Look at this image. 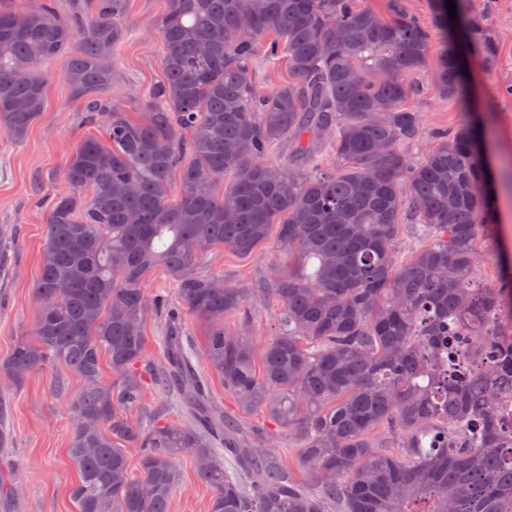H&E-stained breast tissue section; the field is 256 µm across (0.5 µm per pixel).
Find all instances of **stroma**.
<instances>
[{
  "label": "stroma",
  "mask_w": 512,
  "mask_h": 512,
  "mask_svg": "<svg viewBox=\"0 0 512 512\" xmlns=\"http://www.w3.org/2000/svg\"><path fill=\"white\" fill-rule=\"evenodd\" d=\"M470 8L476 14L487 13L497 58L490 63L465 58L469 91L459 100L439 94L430 74L418 75L420 93L414 104L422 113L423 135L409 146L408 154L421 158L434 130L483 126L486 159L498 175L500 224L494 237L478 243L481 258L474 277L492 286L501 254L512 253V95L503 91L512 85V0H472ZM167 9L168 0H128V35L112 53L115 78L106 95L129 114L140 112L146 93L161 76L160 22ZM66 63L61 57L47 66L46 106L26 139L19 144L0 140V237L6 241L0 253V359L16 340L34 336L39 319L33 287L40 274L47 211L36 197L55 193L67 158L94 134L81 121V99L71 94L63 79ZM286 261L273 234L250 255L226 251L205 257L201 273L223 274L226 283L248 291L244 317H228L226 327L236 328L244 318L257 339L276 333L281 310L266 291L267 274L273 265ZM194 366L215 406L237 417L242 427L266 425L264 412H241L205 362L195 360ZM58 377L67 379L71 388L79 386L60 366L35 374L21 389L0 396V512H75L69 496L78 479L68 454L73 429L69 399L53 389ZM178 469L172 512H206L209 493L198 483L190 457H182Z\"/></svg>",
  "instance_id": "stroma-1"
}]
</instances>
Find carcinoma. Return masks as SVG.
Masks as SVG:
<instances>
[{
	"label": "carcinoma",
	"mask_w": 512,
	"mask_h": 512,
	"mask_svg": "<svg viewBox=\"0 0 512 512\" xmlns=\"http://www.w3.org/2000/svg\"><path fill=\"white\" fill-rule=\"evenodd\" d=\"M17 2L0 5V135L24 140L46 103L42 65L61 56L84 123L105 131L39 198L35 338L0 360L7 389L58 364L81 380L70 402L77 512H170L183 455L211 491L207 512H512V445L494 397L441 365L457 329L498 335L483 310L502 306L512 325V265L496 288L473 276L478 241L498 229L495 196L477 194L488 178L482 135L462 125L434 132L418 161L404 151L423 131L414 77L429 69L443 96L462 97L465 33L495 60L484 18L454 0L455 23L435 45L401 0H387L384 16L357 0H169L161 78L132 117L101 94L127 35L126 0H75L64 19L54 0ZM261 58L284 62L288 81L261 91ZM326 144L337 172L320 164ZM405 215L425 245L403 260L394 244ZM273 228L288 254L268 278L282 314L259 341L224 325L246 306L244 290L199 265L213 250L251 254ZM157 266L177 303L145 300ZM188 313L208 325L203 356L224 389L242 411L264 410L274 432L246 441L211 404L184 344ZM152 314L166 320L158 364L145 358ZM150 382L193 424L132 418ZM384 427L400 432L393 451L372 441ZM277 435L297 441L309 484L283 468Z\"/></svg>",
	"instance_id": "carcinoma-1"
}]
</instances>
